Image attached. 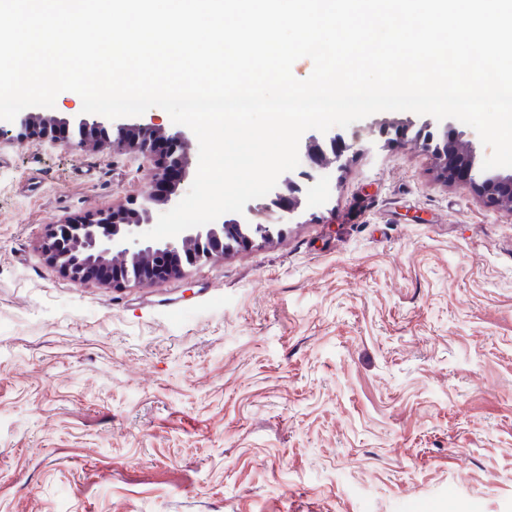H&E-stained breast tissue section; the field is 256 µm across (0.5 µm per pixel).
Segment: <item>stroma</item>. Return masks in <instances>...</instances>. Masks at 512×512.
Listing matches in <instances>:
<instances>
[{"instance_id": "35a3bbf8", "label": "stroma", "mask_w": 512, "mask_h": 512, "mask_svg": "<svg viewBox=\"0 0 512 512\" xmlns=\"http://www.w3.org/2000/svg\"><path fill=\"white\" fill-rule=\"evenodd\" d=\"M301 221L150 288L51 226L149 195L105 145L0 142V512H512V211L388 128Z\"/></svg>"}]
</instances>
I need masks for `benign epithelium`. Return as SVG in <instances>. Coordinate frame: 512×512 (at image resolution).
I'll use <instances>...</instances> for the list:
<instances>
[{"label":"benign epithelium","mask_w":512,"mask_h":512,"mask_svg":"<svg viewBox=\"0 0 512 512\" xmlns=\"http://www.w3.org/2000/svg\"><path fill=\"white\" fill-rule=\"evenodd\" d=\"M58 125L71 129L72 135L64 145L75 150L93 147L88 134L102 128L96 114L47 118L27 112L13 120L18 137L34 131L40 140L51 144L56 143L52 130ZM129 129L126 124L113 126L112 151L149 159L155 181L168 183V190L163 195L153 193L140 200L131 199L110 210L57 224L50 229L41 244L43 253L71 281L77 284L96 282L114 288H147L170 277H184L188 268L201 262L224 259V253L235 244H253L255 236L244 232L241 225L262 226L279 208L278 198L273 196L267 203L248 206L238 218L187 229L173 240L124 241L128 235L143 232L144 226L153 222L156 209L175 204L178 189L189 175L192 151L190 136L184 131L141 124L138 129L142 136L132 138ZM361 151L363 145L356 139L343 141L339 146L334 136L311 134L305 140L306 155L318 168L339 164L345 156ZM472 152L471 141L463 138L448 145L447 169L444 170L448 181L462 189L479 190L491 205L512 209V175L498 174L492 178L474 169L468 163ZM299 207L298 195L291 194L288 207L279 208L278 220L290 222Z\"/></svg>","instance_id":"1"}]
</instances>
